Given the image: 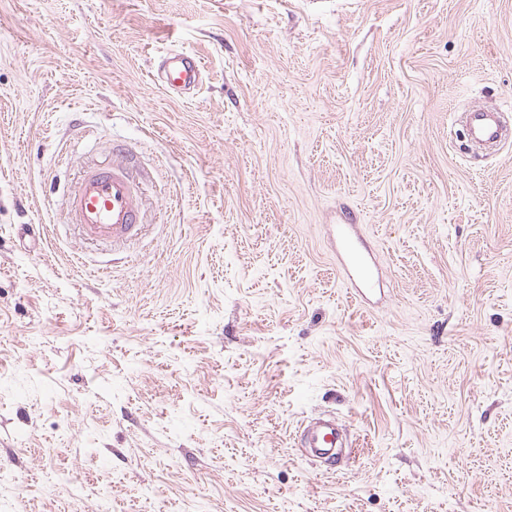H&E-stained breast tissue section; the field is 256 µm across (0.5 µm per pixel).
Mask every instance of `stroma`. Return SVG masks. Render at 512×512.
<instances>
[{
	"label": "stroma",
	"instance_id": "stroma-1",
	"mask_svg": "<svg viewBox=\"0 0 512 512\" xmlns=\"http://www.w3.org/2000/svg\"><path fill=\"white\" fill-rule=\"evenodd\" d=\"M467 106L512 114V0H0V512H512V142ZM116 145L114 248L56 179ZM169 58V65L165 72V90L172 87H191L199 81L202 72L200 59L191 52L179 51ZM465 126L469 138L476 143L500 146L506 142L503 112L474 110L466 115ZM69 207L88 236L123 243L143 226L142 181L121 162L86 171L69 197ZM336 255L346 277L356 288H371L374 273L370 254L360 245L357 224H336ZM340 430L334 417H322L309 423L300 437L303 447L315 457L330 458L340 438Z\"/></svg>",
	"mask_w": 512,
	"mask_h": 512
}]
</instances>
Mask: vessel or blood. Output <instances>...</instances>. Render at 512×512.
<instances>
[{
	"label": "vessel or blood",
	"instance_id": "1",
	"mask_svg": "<svg viewBox=\"0 0 512 512\" xmlns=\"http://www.w3.org/2000/svg\"><path fill=\"white\" fill-rule=\"evenodd\" d=\"M202 72L200 59L193 53L179 51L169 59L165 72L166 87L195 85ZM469 138L480 144H505L504 115L498 111L477 109L465 121ZM73 220L91 237L120 244L138 235L142 223L143 188L141 180L123 163L109 169L86 171L77 189L69 197ZM336 255L346 275L356 287H371L374 273L368 252L362 249L356 225L335 227ZM340 438L334 417H322L309 423L301 440L310 454L332 457Z\"/></svg>",
	"mask_w": 512,
	"mask_h": 512
}]
</instances>
